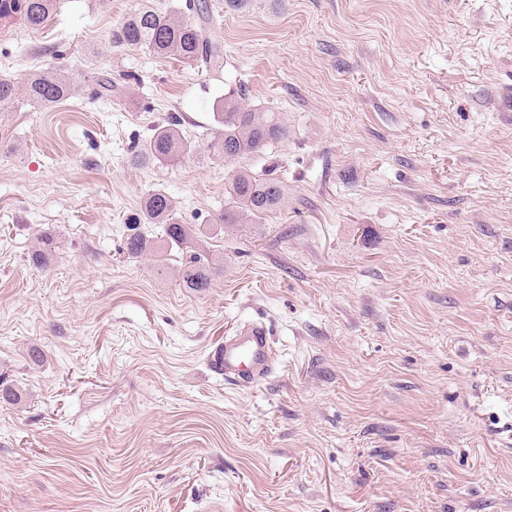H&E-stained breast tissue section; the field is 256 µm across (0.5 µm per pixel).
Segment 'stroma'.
I'll return each mask as SVG.
<instances>
[{
  "mask_svg": "<svg viewBox=\"0 0 512 512\" xmlns=\"http://www.w3.org/2000/svg\"><path fill=\"white\" fill-rule=\"evenodd\" d=\"M208 3L218 80L112 42L185 0L0 25V79L76 84L0 112V512H512V0ZM240 87L288 128L244 162L286 202L219 229ZM172 115L196 153L131 165ZM154 189L205 228V291L178 251L127 256L128 225L163 235ZM252 321L276 368L236 388L207 356ZM74 89L72 78L62 71H45L27 79L24 95L31 104L48 107L71 96ZM58 241L52 235H42L37 248L30 254L29 260L35 268L45 269L50 259L58 249Z\"/></svg>",
  "mask_w": 512,
  "mask_h": 512,
  "instance_id": "obj_1",
  "label": "stroma"
}]
</instances>
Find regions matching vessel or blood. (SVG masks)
Instances as JSON below:
<instances>
[{"mask_svg": "<svg viewBox=\"0 0 512 512\" xmlns=\"http://www.w3.org/2000/svg\"><path fill=\"white\" fill-rule=\"evenodd\" d=\"M208 361L212 370L223 376L225 384L238 388H249L268 378L274 368V352L266 326L258 322L246 324L214 346Z\"/></svg>", "mask_w": 512, "mask_h": 512, "instance_id": "obj_1", "label": "vessel or blood"}]
</instances>
